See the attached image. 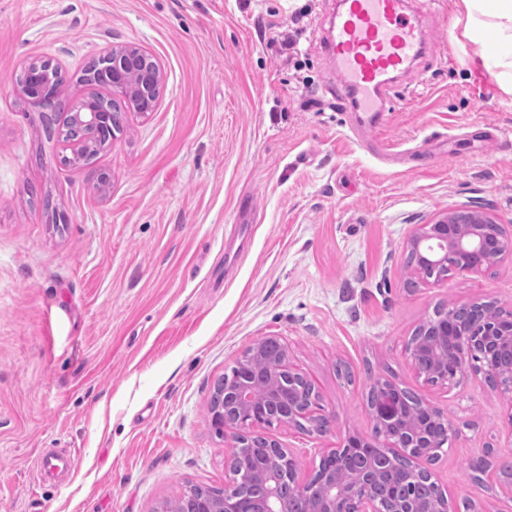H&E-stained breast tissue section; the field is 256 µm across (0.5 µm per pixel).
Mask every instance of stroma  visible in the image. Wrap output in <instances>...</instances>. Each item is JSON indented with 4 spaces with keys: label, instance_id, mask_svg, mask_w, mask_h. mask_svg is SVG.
<instances>
[{
    "label": "stroma",
    "instance_id": "stroma-1",
    "mask_svg": "<svg viewBox=\"0 0 512 512\" xmlns=\"http://www.w3.org/2000/svg\"><path fill=\"white\" fill-rule=\"evenodd\" d=\"M408 2L426 54L374 125L336 95L329 0H0V512H159L186 485L227 486L213 385L269 337L334 420L323 436L260 427L300 479L347 436L382 445L367 398L386 379L447 419L449 443L417 465L451 505L512 512V399L470 369L429 382L406 353L438 305L512 313L511 255L437 281L407 265L411 236L448 213L512 233V90L458 0ZM132 44L162 72L155 110L63 163L16 74L53 60L75 104L87 61ZM43 448L79 449L63 482L40 481Z\"/></svg>",
    "mask_w": 512,
    "mask_h": 512
}]
</instances>
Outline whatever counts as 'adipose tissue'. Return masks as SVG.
Listing matches in <instances>:
<instances>
[{"instance_id":"1","label":"adipose tissue","mask_w":512,"mask_h":512,"mask_svg":"<svg viewBox=\"0 0 512 512\" xmlns=\"http://www.w3.org/2000/svg\"><path fill=\"white\" fill-rule=\"evenodd\" d=\"M470 20L468 35L484 41L487 30H494L496 41L488 65L502 68L512 81V0H460Z\"/></svg>"}]
</instances>
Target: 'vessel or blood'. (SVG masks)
<instances>
[{"instance_id": "vessel-or-blood-1", "label": "vessel or blood", "mask_w": 512, "mask_h": 512, "mask_svg": "<svg viewBox=\"0 0 512 512\" xmlns=\"http://www.w3.org/2000/svg\"><path fill=\"white\" fill-rule=\"evenodd\" d=\"M325 47L345 75L341 100L365 113L383 111L395 73L423 52L418 20L405 0H343ZM76 456L73 448L40 453L39 476L73 470Z\"/></svg>"}]
</instances>
